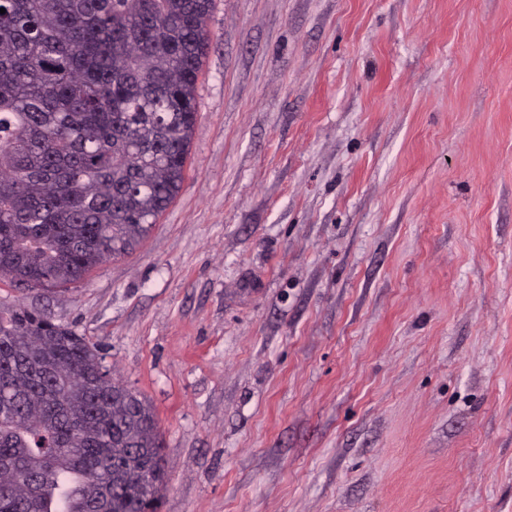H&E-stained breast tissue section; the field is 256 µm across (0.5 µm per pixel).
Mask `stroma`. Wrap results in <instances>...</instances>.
<instances>
[{
  "instance_id": "obj_1",
  "label": "stroma",
  "mask_w": 512,
  "mask_h": 512,
  "mask_svg": "<svg viewBox=\"0 0 512 512\" xmlns=\"http://www.w3.org/2000/svg\"><path fill=\"white\" fill-rule=\"evenodd\" d=\"M186 178L68 289L158 512H512V0H214Z\"/></svg>"
}]
</instances>
